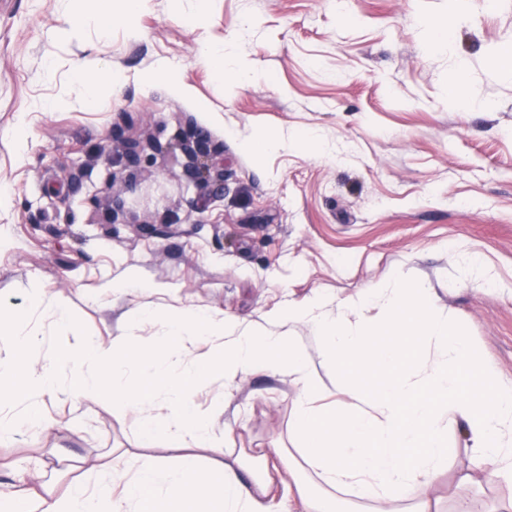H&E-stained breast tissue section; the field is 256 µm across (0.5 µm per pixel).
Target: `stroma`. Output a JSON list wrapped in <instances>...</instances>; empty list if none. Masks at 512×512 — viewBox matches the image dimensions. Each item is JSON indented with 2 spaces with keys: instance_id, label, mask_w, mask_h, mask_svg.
<instances>
[{
  "instance_id": "obj_1",
  "label": "stroma",
  "mask_w": 512,
  "mask_h": 512,
  "mask_svg": "<svg viewBox=\"0 0 512 512\" xmlns=\"http://www.w3.org/2000/svg\"><path fill=\"white\" fill-rule=\"evenodd\" d=\"M458 5L465 23L421 32V16L444 22ZM508 42L512 0H148L108 20L99 0H0V351L9 316L44 357L77 333L152 335L169 305L263 325L288 302L397 277L423 282L512 380V75L488 62ZM206 45L250 76L224 82ZM456 80L469 100L447 98ZM192 127L219 146L223 186L189 178ZM116 132L144 141L140 173L99 156ZM271 132L299 144L251 149ZM115 176L126 186L111 213L93 199ZM472 253L495 288L469 270ZM130 272L160 294L113 292ZM56 301L75 330L51 317ZM296 396L257 373L231 400L215 383L198 403L248 464L254 449L296 447ZM43 402L64 428L28 433L0 484L37 472L59 494L73 458L171 454L93 404ZM448 446L443 505L512 500V478L476 468L457 427Z\"/></svg>"
}]
</instances>
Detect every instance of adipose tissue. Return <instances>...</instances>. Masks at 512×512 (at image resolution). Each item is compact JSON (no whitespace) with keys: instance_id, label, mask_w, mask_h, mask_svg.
<instances>
[{"instance_id":"adipose-tissue-1","label":"adipose tissue","mask_w":512,"mask_h":512,"mask_svg":"<svg viewBox=\"0 0 512 512\" xmlns=\"http://www.w3.org/2000/svg\"><path fill=\"white\" fill-rule=\"evenodd\" d=\"M275 318L320 331L322 367L293 337L200 310L171 311L156 336L80 337L41 361L33 357L36 336L11 332L0 354V412L18 406L22 415H0L1 444L16 445L25 428L57 427L42 406L52 393L107 410L145 442L161 436L189 453L133 470L115 460L80 462L85 479L61 496L23 478L0 493V512H183L187 503L194 512H335L344 495L353 512L369 503L375 512H434L429 490L448 471L453 424L476 465L512 473V381L499 378L465 330L435 308L423 283L376 285L329 311L312 298ZM65 370L72 376L64 382ZM326 370L355 378L351 404L317 407ZM256 372L299 384L294 429L304 446L263 449L262 468L247 483L196 400L212 381L230 388ZM196 448L211 454L212 467L198 465Z\"/></svg>"}]
</instances>
